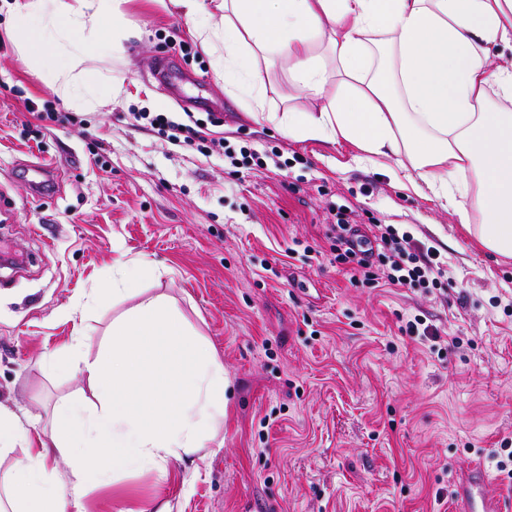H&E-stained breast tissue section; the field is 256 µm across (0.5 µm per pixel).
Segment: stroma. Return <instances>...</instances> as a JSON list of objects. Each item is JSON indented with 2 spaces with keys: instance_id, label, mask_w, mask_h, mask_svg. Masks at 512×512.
<instances>
[{
  "instance_id": "obj_1",
  "label": "stroma",
  "mask_w": 512,
  "mask_h": 512,
  "mask_svg": "<svg viewBox=\"0 0 512 512\" xmlns=\"http://www.w3.org/2000/svg\"><path fill=\"white\" fill-rule=\"evenodd\" d=\"M136 28L122 54L87 61L122 83L118 102L69 108L21 55L0 21V407L48 431L56 404L92 399L80 368L51 373L76 331L96 359L112 322L119 266L147 273L143 296L176 303L224 365V446L195 469L128 470L85 491V512H453V478L479 463L512 499V258L485 250L456 217L379 170L354 146L289 139L224 92L207 52L185 62L184 20L158 0H125ZM173 59L176 88L156 73ZM202 97L222 109L213 138L248 146L263 164L162 141L133 113L183 117ZM56 119H48V112ZM282 147L290 168L271 154ZM44 163L55 193L25 176ZM359 224L410 233L446 270L438 288L352 283L333 264L330 203ZM100 292V302L80 300ZM422 318L436 340L406 333Z\"/></svg>"
}]
</instances>
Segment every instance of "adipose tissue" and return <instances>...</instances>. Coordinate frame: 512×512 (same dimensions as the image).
I'll use <instances>...</instances> for the list:
<instances>
[{
  "instance_id": "1",
  "label": "adipose tissue",
  "mask_w": 512,
  "mask_h": 512,
  "mask_svg": "<svg viewBox=\"0 0 512 512\" xmlns=\"http://www.w3.org/2000/svg\"><path fill=\"white\" fill-rule=\"evenodd\" d=\"M123 0H0L22 54L73 108L94 111L122 93L86 59L117 51L131 29ZM190 34L215 57L224 91L249 114L296 141L349 143L360 168H381L452 209L488 251L512 257V0H170ZM280 64L309 105L266 108L269 68ZM480 224H473V213ZM98 400L68 399L40 447L0 410V451L26 447L5 478L7 512H83L89 480L194 460L217 446L224 424L223 365L164 298H149L112 324L104 354L85 362ZM71 462V487L49 474Z\"/></svg>"
}]
</instances>
